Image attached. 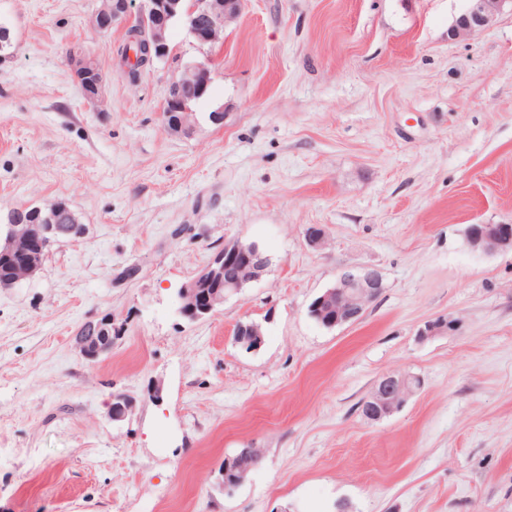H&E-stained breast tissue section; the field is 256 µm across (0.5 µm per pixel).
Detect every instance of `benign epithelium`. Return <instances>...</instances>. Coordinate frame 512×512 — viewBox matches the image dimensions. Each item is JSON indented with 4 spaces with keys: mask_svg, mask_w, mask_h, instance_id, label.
Instances as JSON below:
<instances>
[{
    "mask_svg": "<svg viewBox=\"0 0 512 512\" xmlns=\"http://www.w3.org/2000/svg\"><path fill=\"white\" fill-rule=\"evenodd\" d=\"M469 5L453 23L448 35L453 39L468 36L478 30L489 27L506 8H512V0H468ZM183 0H103L90 18V26L96 32L109 30L118 21L137 16L152 19L153 25L147 43L148 59L162 61L170 56L167 31L172 19L177 18L184 24L188 33L204 47H212L222 40L227 22L236 18L242 8V0H193L192 5L182 8ZM73 77L82 96L94 102L102 92L103 84L92 79L97 65L81 52L74 50L70 54ZM193 73V85L198 97H203L211 82V70L206 62H200L190 68ZM182 82L175 81L167 92L162 117L166 125L188 133L191 130L192 117L187 112L179 96ZM47 224L44 232L54 237L83 236L77 232L75 224H51V217H45ZM304 236L309 246L321 248L325 245V232L318 225H308ZM30 240L29 225L12 219L9 225L8 251L14 254L13 280L20 282L29 278L35 270L33 258L28 252ZM466 241L475 251L486 254L512 251V224H471L466 230ZM235 263L238 267L237 280L224 285V292H208L202 289V283L215 279L224 270V266ZM264 272V262L257 250L244 246L239 240L224 243V250L218 252L212 260L191 280L178 290L176 305L178 313L192 321L209 317L224 300L240 291L242 284L257 280ZM383 279L374 268L359 270L344 269L336 276L332 287L326 289L313 302V308H326L331 316L325 320L328 328L356 323L364 316L371 300L381 294ZM455 323L446 318L429 321L419 331V336L427 339L448 333ZM81 355L90 361L102 357L112 349V317H101L85 322L76 336ZM412 376L407 374H387L380 377L368 398L363 401L364 415L372 421L383 420L403 407L413 393ZM133 410V403L124 396L114 397L111 415L115 421L127 418Z\"/></svg>",
    "mask_w": 512,
    "mask_h": 512,
    "instance_id": "7a95c632",
    "label": "benign epithelium"
}]
</instances>
